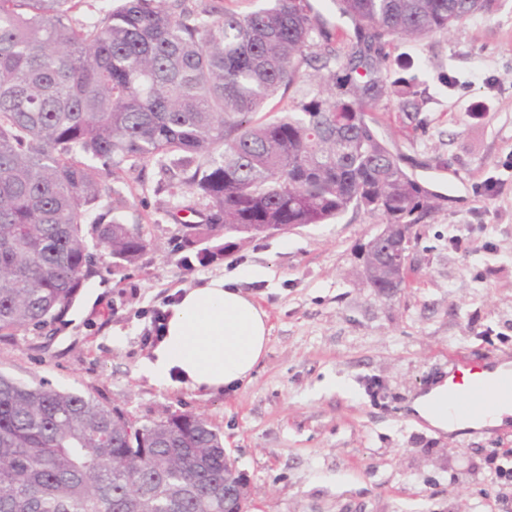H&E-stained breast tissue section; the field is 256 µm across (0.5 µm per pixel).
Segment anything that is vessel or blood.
Instances as JSON below:
<instances>
[{
    "instance_id": "1",
    "label": "vessel or blood",
    "mask_w": 512,
    "mask_h": 512,
    "mask_svg": "<svg viewBox=\"0 0 512 512\" xmlns=\"http://www.w3.org/2000/svg\"><path fill=\"white\" fill-rule=\"evenodd\" d=\"M448 416L477 419L501 408H512V374H493L491 366L456 355L448 363Z\"/></svg>"
}]
</instances>
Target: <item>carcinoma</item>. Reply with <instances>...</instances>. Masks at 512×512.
Instances as JSON below:
<instances>
[{
	"label": "carcinoma",
	"instance_id": "carcinoma-1",
	"mask_svg": "<svg viewBox=\"0 0 512 512\" xmlns=\"http://www.w3.org/2000/svg\"><path fill=\"white\" fill-rule=\"evenodd\" d=\"M0 0V335L64 314L98 260L148 247L132 191L109 178L173 165L208 201L183 210L201 265L282 224L349 209L401 237L438 195L401 164L370 110L384 59L336 49L309 0L255 11L184 0ZM369 42L414 40L489 14L496 0H336ZM322 62L312 82L303 68ZM279 114L259 119L290 89ZM385 246L365 247L366 283ZM0 512H224V439L202 416L138 425L89 394L0 374Z\"/></svg>",
	"mask_w": 512,
	"mask_h": 512
}]
</instances>
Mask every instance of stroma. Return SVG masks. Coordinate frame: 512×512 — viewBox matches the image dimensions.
<instances>
[{
	"instance_id": "1",
	"label": "stroma",
	"mask_w": 512,
	"mask_h": 512,
	"mask_svg": "<svg viewBox=\"0 0 512 512\" xmlns=\"http://www.w3.org/2000/svg\"><path fill=\"white\" fill-rule=\"evenodd\" d=\"M379 53L405 84L372 109L376 129L438 196L412 229L398 292L364 282L360 251L383 224L360 209L185 266L183 207L204 200L156 163L124 164L148 249L137 266L100 269L62 319L0 335V373L92 394L140 424L207 418L250 483L248 512H512L488 462L512 448V428L437 435L407 414L449 356L512 359V0ZM489 178L498 192L483 190ZM250 267L264 276L240 286L272 327L252 381L205 392L142 376L155 312Z\"/></svg>"
}]
</instances>
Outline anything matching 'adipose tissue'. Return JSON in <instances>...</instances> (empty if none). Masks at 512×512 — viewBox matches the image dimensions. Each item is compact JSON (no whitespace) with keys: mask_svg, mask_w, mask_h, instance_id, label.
Instances as JSON below:
<instances>
[{"mask_svg":"<svg viewBox=\"0 0 512 512\" xmlns=\"http://www.w3.org/2000/svg\"><path fill=\"white\" fill-rule=\"evenodd\" d=\"M270 333L267 312L243 292L238 278H214L179 295L165 320L164 336L142 372L155 383L233 390L251 381ZM447 402L441 384L417 396L410 404L415 424L455 431L444 411Z\"/></svg>","mask_w":512,"mask_h":512,"instance_id":"ef3b65f1","label":"adipose tissue"}]
</instances>
